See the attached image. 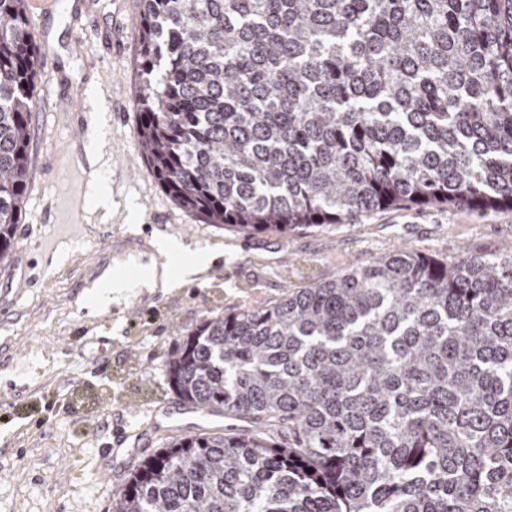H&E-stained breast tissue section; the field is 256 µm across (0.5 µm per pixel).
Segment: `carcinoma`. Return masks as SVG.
<instances>
[{
    "instance_id": "cac0c4a2",
    "label": "carcinoma",
    "mask_w": 512,
    "mask_h": 512,
    "mask_svg": "<svg viewBox=\"0 0 512 512\" xmlns=\"http://www.w3.org/2000/svg\"><path fill=\"white\" fill-rule=\"evenodd\" d=\"M136 137L204 224L291 234L393 206L512 210V0H142ZM41 52L0 0V262ZM167 441L112 512H512V254L412 250L203 319Z\"/></svg>"
}]
</instances>
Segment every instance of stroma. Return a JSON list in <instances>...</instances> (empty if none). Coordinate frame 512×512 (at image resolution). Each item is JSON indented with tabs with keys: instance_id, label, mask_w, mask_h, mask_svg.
Segmentation results:
<instances>
[{
	"instance_id": "stroma-1",
	"label": "stroma",
	"mask_w": 512,
	"mask_h": 512,
	"mask_svg": "<svg viewBox=\"0 0 512 512\" xmlns=\"http://www.w3.org/2000/svg\"><path fill=\"white\" fill-rule=\"evenodd\" d=\"M28 13L51 45L36 82L32 178L10 260L0 264V512H109L112 496L166 438L248 430V421L181 404L165 358L208 316L269 307L288 289L332 280L382 255L409 249L437 258L512 253V210L392 207L293 235H243L203 224L156 180L136 135L141 0H55ZM100 127L99 171L110 210L76 201L81 235L56 233L59 201L86 183L84 142ZM138 207L130 218L128 204ZM185 253L164 257L159 236ZM209 253L200 273L168 288L137 287L104 308L90 294L113 272H179L193 250ZM173 419L150 425L152 410ZM131 435L114 460L98 450L113 413Z\"/></svg>"
}]
</instances>
